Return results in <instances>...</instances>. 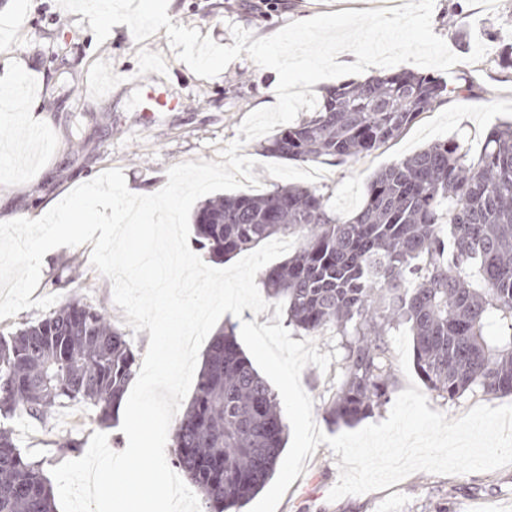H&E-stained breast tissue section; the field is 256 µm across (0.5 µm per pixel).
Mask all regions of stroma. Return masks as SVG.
<instances>
[{"instance_id": "stroma-1", "label": "stroma", "mask_w": 512, "mask_h": 512, "mask_svg": "<svg viewBox=\"0 0 512 512\" xmlns=\"http://www.w3.org/2000/svg\"><path fill=\"white\" fill-rule=\"evenodd\" d=\"M406 0H169L173 24L196 28L217 44L233 45L230 27L238 25L254 38L269 37L303 17L343 10L399 7ZM461 5L470 27L448 26V13ZM432 27L460 61L451 76L474 77L478 97L454 98L436 105L397 141L372 155L339 166L299 164L265 156L263 138L247 143L242 153L254 160L253 172L262 190L286 184L329 190L338 212L359 205L371 174L435 141L461 140L479 153L485 134L512 120V77L502 74L494 59L498 45L487 46L479 62H468L474 39L486 30H500L512 41V0H434ZM66 50L69 65L55 57ZM25 70L28 92L7 111L0 110V141L10 144L0 154V222L36 219L73 188L101 172L121 169L129 189L140 194L160 190L169 167L186 162L218 160L221 149L235 140L245 116L275 96L276 72L248 56L234 60L211 79L198 77L171 49L165 31L135 42L127 25L113 26L97 43L87 17L62 9L57 0H0V82ZM161 76L175 108L149 100V83ZM41 132L27 134L29 117ZM92 244L64 247L44 258L35 297L57 296L59 303L78 300L104 309L114 327L124 332L136 358H143L150 335L133 332L122 308L113 300L112 282L91 265ZM292 340H314L319 353L332 361L328 371L306 366L301 384L313 400L316 425L329 436L344 433L326 413L340 377L343 351L335 331L310 336L292 331ZM122 413L110 427H101L94 409L75 406L58 410L49 423L24 418L11 426L21 449L33 457L61 464L53 442L70 434L88 443L103 430L113 451L125 449ZM338 455L320 444L305 459L302 473L282 497L277 512H512V466L461 475L416 472L380 491L328 501L339 479Z\"/></svg>"}]
</instances>
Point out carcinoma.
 <instances>
[{"mask_svg": "<svg viewBox=\"0 0 512 512\" xmlns=\"http://www.w3.org/2000/svg\"><path fill=\"white\" fill-rule=\"evenodd\" d=\"M474 88L464 77L404 70L342 82L263 151L301 163L364 158ZM331 197L299 185L222 195L200 208L195 233L201 248L224 258L273 236H297V250L268 267L264 282L269 297L286 303L288 324L307 334L333 328L341 337L332 421L354 423L387 403L388 336L401 324L413 336L417 374L438 396L512 394V123L490 129L475 159L452 139L381 169L351 213L336 212ZM235 329L227 322L210 340L174 433L175 464L210 512L249 500L284 443L277 397ZM136 371L126 336L78 300L0 336V512H55L45 460L23 454L5 420L44 423L84 404L105 423Z\"/></svg>", "mask_w": 512, "mask_h": 512, "instance_id": "carcinoma-1", "label": "carcinoma"}]
</instances>
